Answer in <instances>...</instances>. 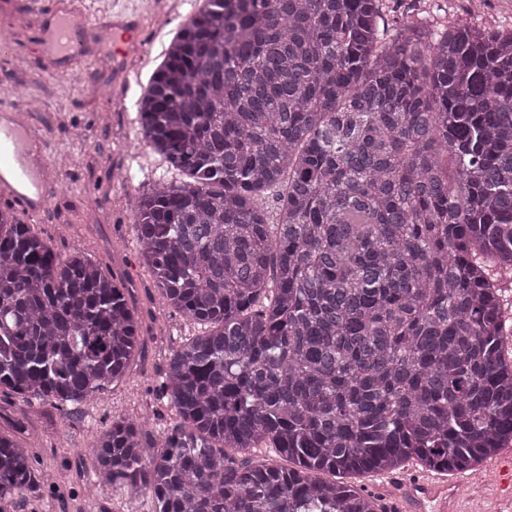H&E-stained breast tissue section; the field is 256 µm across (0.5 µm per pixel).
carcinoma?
Returning <instances> with one entry per match:
<instances>
[{
  "instance_id": "carcinoma-1",
  "label": "carcinoma",
  "mask_w": 512,
  "mask_h": 512,
  "mask_svg": "<svg viewBox=\"0 0 512 512\" xmlns=\"http://www.w3.org/2000/svg\"><path fill=\"white\" fill-rule=\"evenodd\" d=\"M384 7L202 0L170 40L137 112L185 179L139 197L132 227L204 330L163 372L173 425L120 417L94 440L100 494L377 512L348 477L474 471L512 443V30L394 32ZM138 331L110 273L0 209V390L92 399ZM256 448L293 466L237 458ZM33 482L1 433L0 499Z\"/></svg>"
}]
</instances>
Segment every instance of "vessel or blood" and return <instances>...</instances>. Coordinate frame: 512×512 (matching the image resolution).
Here are the masks:
<instances>
[{"label":"vessel or blood","instance_id":"obj_1","mask_svg":"<svg viewBox=\"0 0 512 512\" xmlns=\"http://www.w3.org/2000/svg\"><path fill=\"white\" fill-rule=\"evenodd\" d=\"M48 52L68 56L79 39L95 40L100 30L78 27L72 16L60 11L54 0H31ZM23 106L0 103V196L10 198L30 223L39 222L48 211L54 189L49 158L39 131L18 119ZM466 512L456 493L450 492L438 472L414 476L403 512Z\"/></svg>","mask_w":512,"mask_h":512}]
</instances>
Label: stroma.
Masks as SVG:
<instances>
[{
  "instance_id": "1",
  "label": "stroma",
  "mask_w": 512,
  "mask_h": 512,
  "mask_svg": "<svg viewBox=\"0 0 512 512\" xmlns=\"http://www.w3.org/2000/svg\"><path fill=\"white\" fill-rule=\"evenodd\" d=\"M12 2V10L0 13V39L9 45L8 56L0 58V87L42 102L28 122L46 135L61 175L49 210L32 230L60 257L80 248L129 288L142 350L120 383L78 405L43 401L24 409L0 393V432H13L24 420L36 437L32 453L39 470L55 475L53 483L40 479L22 495L0 500V512H98L103 505L126 512L124 490L97 493L83 456L113 417L148 411L145 426L154 432L174 422L158 391L160 370L173 349L200 331L164 304L132 230L139 196L166 170L141 138L137 101L195 0H59L108 29L100 40L81 43L64 65L43 53L24 0ZM410 8L436 25L468 19L512 28V0H390L387 18L396 20ZM162 15L167 25H160ZM116 85L126 90L123 101L111 99Z\"/></svg>"
}]
</instances>
